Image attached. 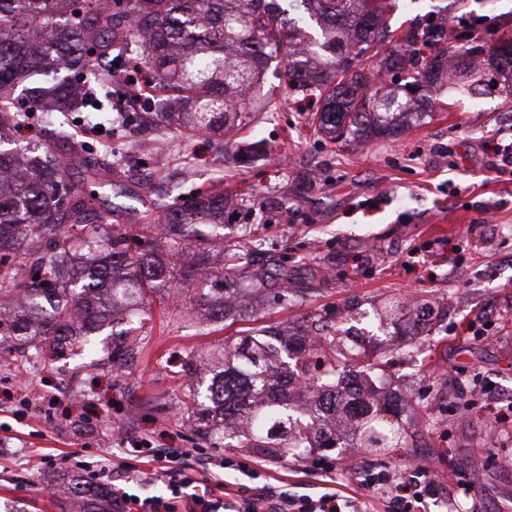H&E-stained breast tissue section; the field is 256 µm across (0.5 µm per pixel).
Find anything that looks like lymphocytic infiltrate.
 Masks as SVG:
<instances>
[{"label": "lymphocytic infiltrate", "instance_id": "lymphocytic-infiltrate-1", "mask_svg": "<svg viewBox=\"0 0 512 512\" xmlns=\"http://www.w3.org/2000/svg\"><path fill=\"white\" fill-rule=\"evenodd\" d=\"M141 449H133L132 460L119 464L112 473L117 480L112 499L118 512H367L368 502L330 489L319 495L296 494L270 484L253 489L249 495L232 497L224 479L197 480L185 476V448L151 452L152 481L165 486L166 496L142 500L120 488L131 471L132 461L141 459ZM424 467L407 465L368 469L361 482L363 489L376 494L383 512H423L428 501L438 499L435 481L425 478Z\"/></svg>", "mask_w": 512, "mask_h": 512}]
</instances>
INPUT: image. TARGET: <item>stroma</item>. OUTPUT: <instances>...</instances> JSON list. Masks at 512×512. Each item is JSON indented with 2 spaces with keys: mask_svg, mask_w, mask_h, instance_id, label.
Returning a JSON list of instances; mask_svg holds the SVG:
<instances>
[{
  "mask_svg": "<svg viewBox=\"0 0 512 512\" xmlns=\"http://www.w3.org/2000/svg\"><path fill=\"white\" fill-rule=\"evenodd\" d=\"M396 2L390 29L443 19L455 31L448 51L512 41V0ZM495 81L488 75L476 96H434L400 136L361 144L330 142L315 133L312 113L284 106L239 134V142L272 147L241 169L225 160L223 138L169 135V182L187 193L220 184L243 197L210 245L211 266L221 265L223 246L242 244L299 270L322 265L326 279L315 292L297 280V295L285 302L248 296L220 322L198 305L197 281L187 280L118 354L108 336L94 355L52 359L0 335V512H63L64 499L49 491L57 479L77 473L111 485L113 464L142 441L192 449L200 479L210 477L211 459L226 455L261 473L254 480L230 469L227 481L319 492L323 468L347 449L273 458L206 440L183 409L189 378L181 372L189 354L220 348L236 332L315 320L368 359L385 354L394 363L397 380L380 398L394 404L414 445L382 458L360 454L358 466L421 463L449 485L460 512L475 501L485 512H512V430L484 398L512 394V169H492L489 157L493 144H512V97ZM84 119L70 115L74 142L106 143ZM157 135L139 121L107 142L121 184L149 204L168 184L149 172ZM392 299L404 302L394 318L385 312ZM419 318L429 333L414 329ZM34 386L48 399L31 411L24 399ZM47 455L55 466L44 464Z\"/></svg>",
  "mask_w": 512,
  "mask_h": 512,
  "instance_id": "stroma-1",
  "label": "stroma"
}]
</instances>
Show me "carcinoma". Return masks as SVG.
I'll use <instances>...</instances> for the list:
<instances>
[{
  "mask_svg": "<svg viewBox=\"0 0 512 512\" xmlns=\"http://www.w3.org/2000/svg\"><path fill=\"white\" fill-rule=\"evenodd\" d=\"M391 9L392 0H0V261L20 258L15 273L0 274V334L40 336L54 355L92 352L117 311L144 315L190 276L204 283L198 301L216 318L246 292L276 288L288 298V266L262 263L245 247L225 252L215 270L206 266L201 246L224 227L231 198L224 190L185 197L175 184L157 204L165 209L160 220L152 208L114 202L131 193L115 189L106 160L78 146L60 157L51 130L39 144L11 133L36 109L59 113L63 125L88 101L111 120L86 83L102 82L107 69L131 58L161 119L177 130L253 129L290 94L317 100L333 141L394 137L422 117L412 94L426 99L442 81L447 38L442 23L414 21L384 50ZM488 57L504 59L511 75L504 90L512 95V46ZM269 74L279 84L266 86ZM482 78L480 67L456 70L452 83L472 93ZM118 210L132 212L142 230L134 249L122 227L110 224ZM49 231L54 254L46 257ZM358 361L334 331L253 328L218 356L185 362L187 374L204 365L213 375L203 393L188 386L183 405L205 437L220 433L266 456L334 448L337 439L317 424L345 420L355 422L350 448L410 447L411 434L378 406L374 373L354 389L343 383ZM65 484L77 512H114L108 490L72 478Z\"/></svg>",
  "mask_w": 512,
  "mask_h": 512,
  "instance_id": "carcinoma-1",
  "label": "carcinoma"
}]
</instances>
